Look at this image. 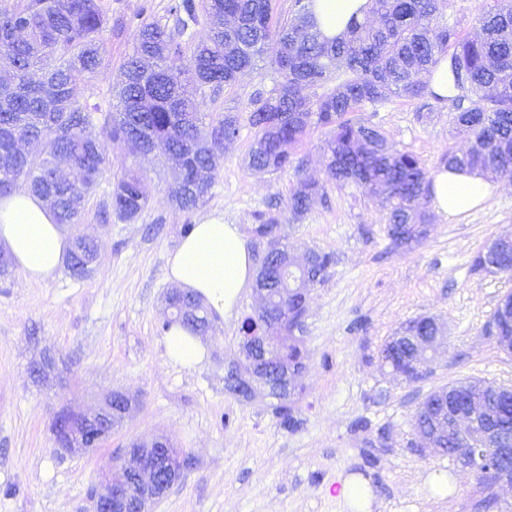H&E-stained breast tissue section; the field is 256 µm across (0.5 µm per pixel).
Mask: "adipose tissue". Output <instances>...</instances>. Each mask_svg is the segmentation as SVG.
<instances>
[{
  "instance_id": "obj_1",
  "label": "adipose tissue",
  "mask_w": 512,
  "mask_h": 512,
  "mask_svg": "<svg viewBox=\"0 0 512 512\" xmlns=\"http://www.w3.org/2000/svg\"><path fill=\"white\" fill-rule=\"evenodd\" d=\"M369 0H313L316 24L325 39L340 37L350 22L363 18ZM493 184L477 171L441 170L430 184L432 207L456 218L485 205ZM0 247L28 279L40 282L58 271L70 247L49 206L26 187L0 196ZM166 275L180 290L201 298L209 313L232 316L254 276V260L237 225L223 213L201 216L191 232L169 253ZM166 353L175 363L192 368L205 358L199 337L175 326L165 338Z\"/></svg>"
}]
</instances>
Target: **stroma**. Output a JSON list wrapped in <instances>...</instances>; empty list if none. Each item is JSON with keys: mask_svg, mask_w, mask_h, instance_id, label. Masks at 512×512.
<instances>
[{"mask_svg": "<svg viewBox=\"0 0 512 512\" xmlns=\"http://www.w3.org/2000/svg\"><path fill=\"white\" fill-rule=\"evenodd\" d=\"M172 0H103L111 21L145 11L175 27ZM134 28L104 32V75L90 79L88 101L109 109L119 69L133 49ZM284 81L269 59H257L234 84L207 91L209 117L238 116V137L221 143L223 165L198 209L183 212L168 189L178 172L163 157L147 166L148 208L134 221L102 222L114 176L130 163V144L102 141L112 166L81 205L82 230L98 260L82 279L59 269L35 282L13 261L0 265V512H88V490L113 452L161 435L192 459L183 479L154 512H344L349 475L369 482L373 512H487L485 492L447 456L420 451L411 424L433 389L457 381L512 383V356L486 331L512 278L476 272L473 258L512 234V176L493 180L485 208L451 221L430 212L422 243L394 247L381 203L352 186L327 182L322 128L297 150L306 177L325 185L301 218L288 200L292 173L256 174L245 157L254 131L249 108ZM354 120L379 128L398 149L436 173L443 154L462 152L448 104L393 97L363 105ZM217 211L252 238L257 215L279 216L283 243L336 258L308 297L300 335L304 368L293 397V428L276 415L277 398L260 389L243 398L225 384L239 362L240 327L257 305L246 289L233 315L216 319L201 341V365L185 368L166 354V260L184 225ZM436 319L443 343L420 381L409 383L380 360L386 341L408 321ZM119 391L136 403L104 447L85 454L59 448L51 431L61 409L90 412ZM447 495H439L441 487Z\"/></svg>", "mask_w": 512, "mask_h": 512, "instance_id": "35a3bbf8", "label": "stroma"}]
</instances>
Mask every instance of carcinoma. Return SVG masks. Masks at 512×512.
Masks as SVG:
<instances>
[{"mask_svg": "<svg viewBox=\"0 0 512 512\" xmlns=\"http://www.w3.org/2000/svg\"><path fill=\"white\" fill-rule=\"evenodd\" d=\"M295 21L274 16L272 0H175L170 12L174 29L157 21L135 26L134 50L123 63L118 103L108 112L84 102L87 79L104 72L102 37L109 18L102 0H16L0 8V192L25 180L38 196L57 194L53 208L59 224H77V201L98 185L110 161L98 136L113 142L142 140L141 159L124 167L112 186L111 208L132 221L147 209L150 194L144 160L163 156L180 171L170 189L182 211L195 209L221 168L212 144L239 134L236 116L227 113L204 122L205 88L235 82L252 60L271 54L278 69L285 60L303 69L302 79L285 74V82L250 109L254 129L247 152L248 168L258 173L291 170L297 186L290 209L299 217L309 211L324 186L303 177L294 151L313 127L327 129L323 150L326 177L340 186L353 184L375 196L387 208V234L402 247L423 239L418 225L426 215L415 209L431 180L413 155L389 143L378 128L349 117L366 103L390 97L448 101L458 134L469 143L463 153L442 158L449 170L480 169L490 175H512V0L476 16L479 34L462 39L456 27L439 24L448 0H370V10L353 21L346 34L328 41L313 20L311 0H296ZM202 24L204 38L183 39L189 25ZM189 50L198 66L186 74L178 67ZM448 62L455 94L441 96L430 87L431 70ZM340 85L320 95L333 76ZM39 140L44 151L33 156L17 144ZM64 158L80 176L78 188L56 177V161ZM253 234L278 237L279 217L262 214ZM82 248L75 262L66 263L74 278L91 271L96 243L73 242ZM335 264L330 253L317 251L313 265L325 279ZM296 271L288 277V326L303 321L306 297L298 291ZM171 319L194 334L209 329L207 313L198 307L183 316L185 298L166 297ZM281 360L302 367V350L294 337L277 347Z\"/></svg>", "mask_w": 512, "mask_h": 512, "instance_id": "carcinoma-1", "label": "carcinoma"}]
</instances>
